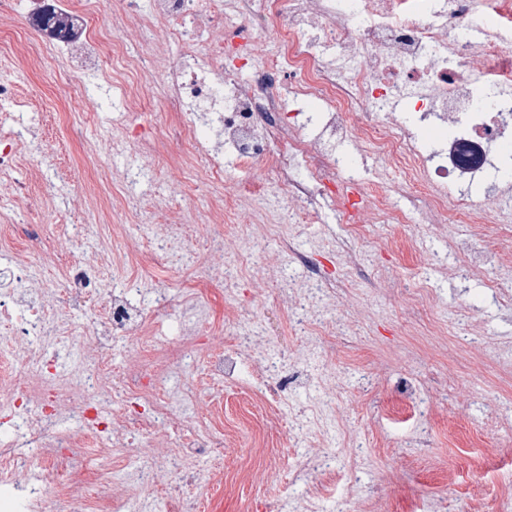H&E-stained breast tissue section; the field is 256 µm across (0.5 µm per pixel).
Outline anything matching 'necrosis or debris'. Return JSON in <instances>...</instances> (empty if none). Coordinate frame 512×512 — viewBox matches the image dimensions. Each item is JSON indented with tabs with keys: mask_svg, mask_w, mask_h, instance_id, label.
<instances>
[{
	"mask_svg": "<svg viewBox=\"0 0 512 512\" xmlns=\"http://www.w3.org/2000/svg\"><path fill=\"white\" fill-rule=\"evenodd\" d=\"M239 25L222 40H203L189 30L192 18L219 19L223 0H154L152 15L168 34L180 40L184 60L171 74L170 89L179 102L216 110L224 115V143L241 164L287 143L289 155L274 166V183L298 210L308 208L318 185L340 186L344 173L324 152L322 143L290 135L276 120L279 78H296L300 92L315 93L324 102L320 118L328 136L362 142L384 165L397 168L406 187L425 195L423 218L430 224L450 221L500 223L495 206L477 208L471 196L458 190L462 177L484 175L488 159L512 126V0H237ZM491 15L493 24L480 41L469 32L476 17ZM322 19L326 46L342 45L343 57L329 63L313 43L302 37L300 22ZM275 20L284 50L268 66L240 83L239 69L225 66V56L252 64V44L263 21ZM430 104L448 115L456 130L448 143L447 162L429 166L424 143L389 111L391 95ZM309 168L297 176L295 159ZM353 224L382 222L391 215L390 194L378 187L348 199ZM118 259L111 250L95 260H79L67 270L64 288L68 308L90 307L100 300L104 310L92 330V342L75 373L56 371L53 360L28 347L31 336L54 339L73 335L76 327L55 311L54 301L23 306L21 298L0 299V321L12 335L13 350L0 366V397L14 410L22 441L0 448V512H109V481H84L61 498L45 497L19 460L26 447L48 443L54 450L55 471H66L75 448L107 466L100 448L104 435L113 446L136 436L142 450L136 469L125 481L152 485L181 477V461L221 447L215 435L192 437L170 447L169 428H186L169 408L164 380L179 377L199 362L191 344L154 350L153 379L124 383L122 390L106 387L116 378L110 341L138 338L147 312L131 308L122 292L100 277ZM79 420L78 429L58 431L62 412Z\"/></svg>",
	"mask_w": 512,
	"mask_h": 512,
	"instance_id": "necrosis-or-debris-1",
	"label": "necrosis or debris"
}]
</instances>
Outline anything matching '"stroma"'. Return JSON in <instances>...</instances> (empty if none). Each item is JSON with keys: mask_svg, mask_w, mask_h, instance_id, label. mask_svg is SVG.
Listing matches in <instances>:
<instances>
[{"mask_svg": "<svg viewBox=\"0 0 512 512\" xmlns=\"http://www.w3.org/2000/svg\"><path fill=\"white\" fill-rule=\"evenodd\" d=\"M34 8L10 0L0 13V82L14 88L0 101V136L20 144L17 163L0 167V225L55 232L57 256L36 271L49 290L64 285V259L94 256L95 239L77 226L124 225L112 248L125 258L103 276L141 309L165 296L166 312L146 324L151 338L180 345L194 335L210 356L239 348V317L266 339L263 350H242L234 378L187 370L194 394L182 403L194 430L224 431L222 448L186 461L192 480L116 485L113 497L187 512L218 502L224 512H277L286 500L301 508L314 500L323 512H461L473 501L512 512V369L500 363L512 351V287L496 281L512 254L500 251L499 225L368 224L354 238L339 201L347 186L320 194L306 219L267 193V160L244 167L225 156L221 183H210L186 161L181 139L189 127L208 146L217 139L166 93L183 46L162 23H145L152 0H140L135 16L95 0L90 18L113 24L124 60L140 69L146 100L134 112L107 56L81 43L64 56L38 46ZM277 93L283 120L317 138L294 79ZM347 176L361 191L386 183L396 213L425 207L375 159ZM17 183L29 191L10 197ZM261 189L263 223L228 225L238 254L210 288H194L195 268L211 259L202 227L211 210L237 208ZM164 224L184 225L182 258L150 278L136 256L158 245ZM266 361L293 374L287 402L260 379ZM298 419L301 441L290 435ZM319 451L328 465L295 480L296 457Z\"/></svg>", "mask_w": 512, "mask_h": 512, "instance_id": "stroma-1", "label": "stroma"}]
</instances>
